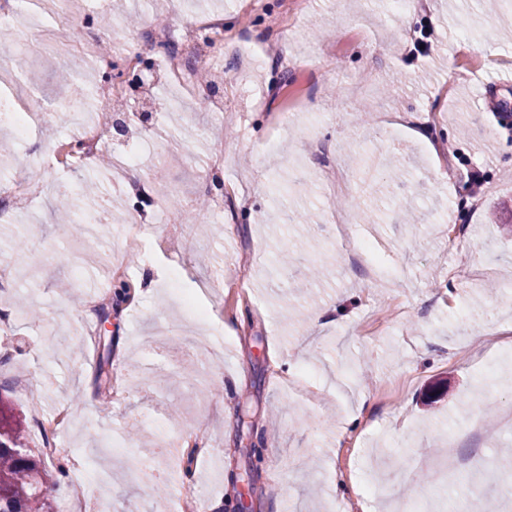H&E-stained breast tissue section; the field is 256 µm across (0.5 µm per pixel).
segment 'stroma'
Instances as JSON below:
<instances>
[{"instance_id":"1","label":"stroma","mask_w":512,"mask_h":512,"mask_svg":"<svg viewBox=\"0 0 512 512\" xmlns=\"http://www.w3.org/2000/svg\"><path fill=\"white\" fill-rule=\"evenodd\" d=\"M109 2L111 20L137 11L143 28L160 10L183 24L223 17L224 120L198 109L196 80L162 88L148 118L122 112L128 130L112 134L113 150L138 147L151 165L144 181L100 166L71 177L122 196L109 223L72 236L48 201L0 222V235L21 232L31 246L23 256L6 251L13 274L0 292V309L14 316L0 348V410L27 447L42 446L35 414L69 407L60 451L80 460L75 479L99 512H164L176 474L204 484L215 512H238L247 473L254 512H395L411 501L420 512H512L500 488L512 478V232L489 220L512 208V0L494 13L484 0H415L402 13L387 0H263L286 24L288 57L254 0ZM59 48L55 34H26L20 63L0 68V94L59 114L63 77L87 89L99 83L97 44L69 43L64 57ZM296 94L305 112L266 151L269 111ZM315 113L325 121L313 122ZM45 130L41 114L27 141L0 128V173L27 174V161L48 151ZM214 151L224 154L221 210L197 163ZM397 164L409 177L391 183L364 221L353 202H371L373 182ZM472 170L484 176L483 197L470 193ZM405 209L416 232L396 219ZM282 210L310 220L281 224ZM133 220L146 242L167 240V251L143 260L122 248L116 230ZM173 222L189 224L191 248L171 237ZM362 238L386 274L350 261ZM286 244L293 261L284 267L277 256ZM314 265L323 275L310 286L304 275ZM174 267L180 292L223 309L225 337L185 312L165 282ZM123 279L129 299L111 331H95L112 336L113 374H144L105 407L84 300ZM67 280L82 303L60 293ZM319 309L326 315L312 323ZM362 365L369 379L356 377ZM21 374L32 379L24 392L14 385ZM477 411L493 424L456 433ZM147 417L174 437L190 426L209 434L219 473L189 450L157 463ZM449 453L458 466L439 476ZM133 459L144 465L136 475ZM478 474L493 481L467 499ZM373 478L380 493L362 499ZM72 480L50 474L57 510ZM440 482L446 498L428 500L426 487Z\"/></svg>"}]
</instances>
